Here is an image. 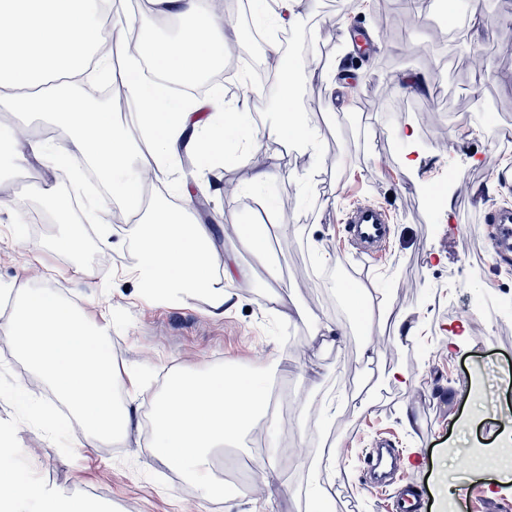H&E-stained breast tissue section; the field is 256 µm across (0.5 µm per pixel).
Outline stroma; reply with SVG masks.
Wrapping results in <instances>:
<instances>
[{"label":"stroma","mask_w":512,"mask_h":512,"mask_svg":"<svg viewBox=\"0 0 512 512\" xmlns=\"http://www.w3.org/2000/svg\"><path fill=\"white\" fill-rule=\"evenodd\" d=\"M360 26L375 50L355 53L344 29ZM294 49L288 62L324 59L332 82L299 74L296 111L312 114L322 138L319 157L293 144L264 140L259 155L239 154L221 170L223 189L200 190L207 208L195 219L207 225L217 250H232L241 268L227 288L235 305L223 316L206 299L158 303L144 298L127 269L136 259L126 227L75 220L46 224L38 236H18L15 206L41 202V188L66 194L56 171L41 160L0 178V286L21 291L47 286L87 318L111 321L110 351L119 399L128 373L140 386L137 421L125 447H77L72 431L31 424L11 398L20 384L37 400L50 387L0 336V426L14 428L21 447L40 461L35 480L76 498L107 503L112 512H197L185 480L154 456L146 426L166 375L217 363L268 366L277 349L287 362L273 387L287 400L274 426L258 422L241 448H225V461L255 467L276 449L282 477L273 486L253 479L248 490L209 503V512H308L307 460L331 455L324 483L334 512H387L390 491L369 487L364 456L378 438L391 436L404 454L418 453L414 473L428 512H476L490 498L512 505V265L488 254L484 213L512 204V151L503 152L487 126L512 132V8L481 0L478 17L458 24L439 5L408 18L403 8L386 15L374 0H311L307 14L288 27ZM427 76L425 89L405 94L406 75ZM413 129L421 151L413 177H405L408 151L401 133ZM288 174L287 183L264 187L253 176L264 166ZM387 209L392 239L386 254L356 284L385 296L391 316L412 327L410 337L363 328L330 273L350 260L340 218L356 203ZM270 226V250L256 258L239 237L240 225ZM80 236L86 256L57 252L61 232ZM298 310L285 321L273 301ZM345 331L342 342L322 345L318 325Z\"/></svg>","instance_id":"1"}]
</instances>
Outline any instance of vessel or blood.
<instances>
[{
	"label": "vessel or blood",
	"instance_id": "vessel-or-blood-1",
	"mask_svg": "<svg viewBox=\"0 0 512 512\" xmlns=\"http://www.w3.org/2000/svg\"><path fill=\"white\" fill-rule=\"evenodd\" d=\"M492 253L496 260H512V210L491 208L486 216ZM345 240L356 259L371 262L377 259L380 248L387 242L391 231V217L376 205H357L343 217ZM396 452L387 439H380L376 447L368 449L365 462L373 483L378 487L391 485V476L381 473L382 460H395ZM391 512H422L423 500L415 484L401 485L392 498Z\"/></svg>",
	"mask_w": 512,
	"mask_h": 512
}]
</instances>
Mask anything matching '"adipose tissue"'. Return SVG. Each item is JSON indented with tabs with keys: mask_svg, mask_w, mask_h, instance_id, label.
Instances as JSON below:
<instances>
[{
	"mask_svg": "<svg viewBox=\"0 0 512 512\" xmlns=\"http://www.w3.org/2000/svg\"><path fill=\"white\" fill-rule=\"evenodd\" d=\"M181 23L173 39L141 37L128 46L124 29L105 33L103 17H115L126 0H0V15L12 19L0 31V104L24 115H45L64 126L63 140L20 138L18 127L0 123V173L19 170L31 158L61 169L81 158L111 184L128 221L126 241L138 258L130 275L143 295L160 301L206 297L213 315L224 313L232 293L217 286L211 264L212 244L205 225L193 218V196L182 191L175 208L145 206L141 173L168 178L181 153H195L197 172L208 178L215 159L224 155V138L232 136L243 151L261 147L263 138L308 146L319 136L294 108L298 70H281L279 118L266 133L241 122V109L212 112L210 100L176 103L161 90L141 89L136 81L142 61L163 74L195 79L224 60V30L230 17L203 11L200 0H151ZM111 38V55L94 62L72 61L75 48L100 47ZM125 59L123 80L130 92L126 107L134 127H119L111 113L97 110L88 95L74 87L109 79L112 58ZM152 141L149 153L137 142ZM109 324L88 321L53 289L29 288L19 294L0 336L14 343L75 416L79 442L86 446L124 447L136 408L131 401L139 385L129 377L128 401L115 400V369L106 351ZM11 431L0 428V512H105L97 502L75 497L30 480L19 460L29 459Z\"/></svg>",
	"mask_w": 512,
	"mask_h": 512,
	"instance_id": "ef3b65f1",
	"label": "adipose tissue"
}]
</instances>
